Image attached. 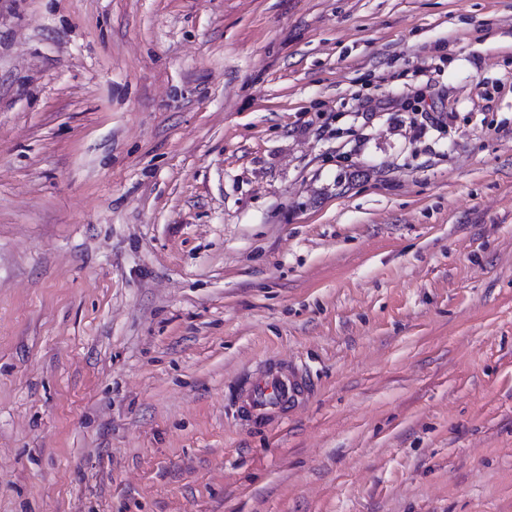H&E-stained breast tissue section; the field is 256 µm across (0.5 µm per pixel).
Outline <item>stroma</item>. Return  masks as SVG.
Instances as JSON below:
<instances>
[{
  "mask_svg": "<svg viewBox=\"0 0 512 512\" xmlns=\"http://www.w3.org/2000/svg\"><path fill=\"white\" fill-rule=\"evenodd\" d=\"M0 512H512V0H0ZM309 393L299 374L283 375L269 369L253 380L241 396L243 411L255 419L275 420L301 403Z\"/></svg>",
  "mask_w": 512,
  "mask_h": 512,
  "instance_id": "obj_1",
  "label": "stroma"
}]
</instances>
